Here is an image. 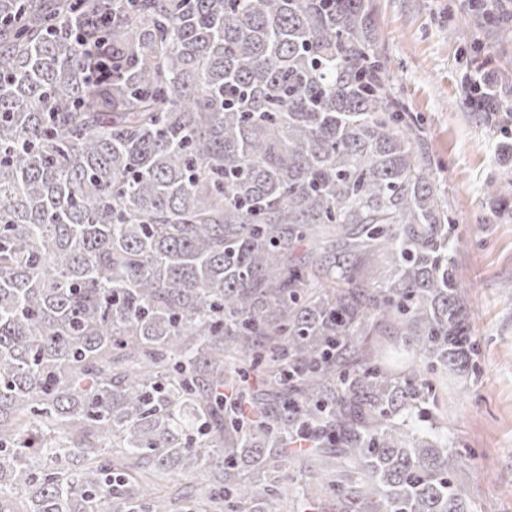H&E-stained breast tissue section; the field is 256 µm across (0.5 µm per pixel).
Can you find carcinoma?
<instances>
[{
	"instance_id": "cac0c4a2",
	"label": "carcinoma",
	"mask_w": 512,
	"mask_h": 512,
	"mask_svg": "<svg viewBox=\"0 0 512 512\" xmlns=\"http://www.w3.org/2000/svg\"><path fill=\"white\" fill-rule=\"evenodd\" d=\"M454 246L369 0H0V512H468Z\"/></svg>"
}]
</instances>
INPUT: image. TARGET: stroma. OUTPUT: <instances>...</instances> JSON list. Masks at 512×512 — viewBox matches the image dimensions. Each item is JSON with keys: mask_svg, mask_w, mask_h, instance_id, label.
Masks as SVG:
<instances>
[{"mask_svg": "<svg viewBox=\"0 0 512 512\" xmlns=\"http://www.w3.org/2000/svg\"><path fill=\"white\" fill-rule=\"evenodd\" d=\"M494 4L503 19L488 24L466 0H371L376 45L421 133L470 298L473 370L436 387L448 442L467 462L469 512H512V155L498 150L512 123L465 96L479 71L512 104V0ZM493 184L503 201L489 196Z\"/></svg>", "mask_w": 512, "mask_h": 512, "instance_id": "1", "label": "stroma"}]
</instances>
